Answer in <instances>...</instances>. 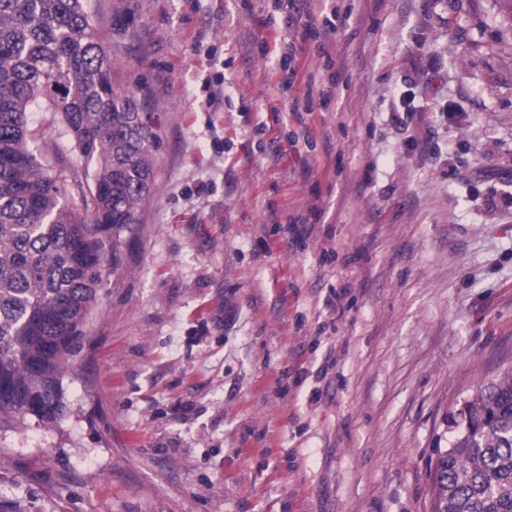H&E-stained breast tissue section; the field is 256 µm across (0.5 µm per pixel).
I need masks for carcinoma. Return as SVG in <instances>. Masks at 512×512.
Here are the masks:
<instances>
[{
    "instance_id": "1",
    "label": "carcinoma",
    "mask_w": 512,
    "mask_h": 512,
    "mask_svg": "<svg viewBox=\"0 0 512 512\" xmlns=\"http://www.w3.org/2000/svg\"><path fill=\"white\" fill-rule=\"evenodd\" d=\"M90 0H0V427L69 413L63 376L155 182L153 123L116 81ZM55 114L93 166L67 192L29 113ZM433 512H512V372L448 412Z\"/></svg>"
}]
</instances>
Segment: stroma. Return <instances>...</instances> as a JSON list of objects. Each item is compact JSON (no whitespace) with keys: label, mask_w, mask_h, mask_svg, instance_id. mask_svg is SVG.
Returning a JSON list of instances; mask_svg holds the SVG:
<instances>
[{"label":"stroma","mask_w":512,"mask_h":512,"mask_svg":"<svg viewBox=\"0 0 512 512\" xmlns=\"http://www.w3.org/2000/svg\"><path fill=\"white\" fill-rule=\"evenodd\" d=\"M94 4L155 185L0 512H431L444 415L512 371V12Z\"/></svg>","instance_id":"stroma-1"}]
</instances>
